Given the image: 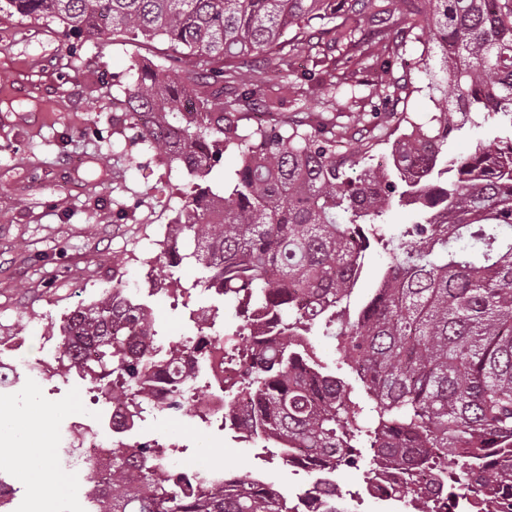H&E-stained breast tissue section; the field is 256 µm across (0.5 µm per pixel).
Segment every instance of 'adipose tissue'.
I'll list each match as a JSON object with an SVG mask.
<instances>
[{"label":"adipose tissue","instance_id":"1","mask_svg":"<svg viewBox=\"0 0 512 512\" xmlns=\"http://www.w3.org/2000/svg\"><path fill=\"white\" fill-rule=\"evenodd\" d=\"M49 409L13 413L0 408V441L17 443L21 478L30 492L31 512H54V499L65 493L68 483L52 470L47 460L52 448L42 432Z\"/></svg>","mask_w":512,"mask_h":512}]
</instances>
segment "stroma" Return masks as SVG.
I'll return each mask as SVG.
<instances>
[{"label":"stroma","mask_w":512,"mask_h":512,"mask_svg":"<svg viewBox=\"0 0 512 512\" xmlns=\"http://www.w3.org/2000/svg\"><path fill=\"white\" fill-rule=\"evenodd\" d=\"M162 40L123 38L85 43L70 51L59 21L0 12V328L25 338L30 359L43 356L39 335L73 308L117 284L191 285L193 268L159 260L165 226L192 191L179 168L164 166L154 151L133 144L126 128L123 88L133 59L164 62ZM323 91L313 86L278 112L243 109L241 122L280 125L317 115ZM512 135L494 113H475L448 141L466 153L477 140ZM161 335H196L180 299L159 292L147 300ZM0 402L25 411L33 404L58 409L47 433L81 414L74 388L49 398L39 380L26 378ZM150 435L188 446L198 460L229 472L261 469L269 483L299 487L279 458L259 461L257 444L204 428L192 404L177 414H154Z\"/></svg>","instance_id":"obj_1"}]
</instances>
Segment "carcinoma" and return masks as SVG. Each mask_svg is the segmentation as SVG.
Masks as SVG:
<instances>
[{
  "label": "carcinoma",
  "mask_w": 512,
  "mask_h": 512,
  "mask_svg": "<svg viewBox=\"0 0 512 512\" xmlns=\"http://www.w3.org/2000/svg\"><path fill=\"white\" fill-rule=\"evenodd\" d=\"M2 11L60 20L87 40L162 39L174 49L162 64L132 60L125 105L134 143L195 180L162 244L168 266L193 262L199 276L170 292L220 288L247 314L236 335L252 341L237 351L243 373L224 419L274 444L287 464L297 448L337 472L385 456L406 468L397 493L411 512H424L428 471L441 474L450 502L509 509L512 136L463 156L447 145L458 114L496 112L512 124V0H0ZM409 41L423 46L426 74L434 53L445 73L427 84L440 96L425 120L405 109L423 88L396 76ZM299 49L313 60L301 72L288 63ZM249 58L279 74L262 99L268 111L325 86L319 122L239 124L235 112L260 88L241 79ZM369 70L371 111L402 104V118L350 137L341 152L336 90ZM386 144L387 160L372 164ZM227 152L237 163L220 184L213 171ZM396 207L416 220L388 235L377 218ZM372 240L388 261L352 310ZM315 327L336 341L371 416L316 355ZM60 332L79 341L64 343L58 369L78 368L105 400H145L160 346L147 308L128 306L124 287L66 314L52 326ZM161 465L152 448L118 445L110 477L87 476L86 495L97 512H296L286 491L246 474L218 486L204 466L188 494ZM345 498L334 485L319 512H348Z\"/></svg>",
  "instance_id": "cac0c4a2"
}]
</instances>
